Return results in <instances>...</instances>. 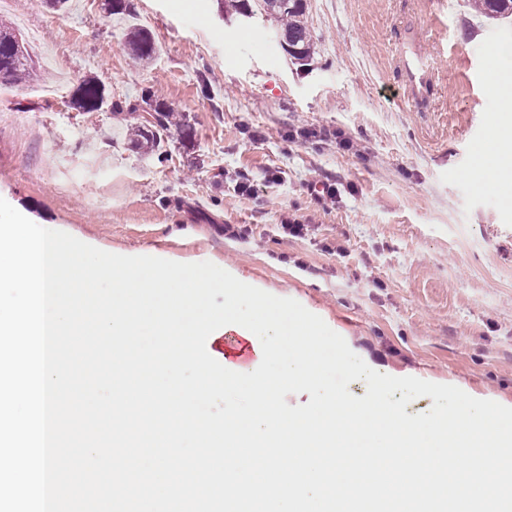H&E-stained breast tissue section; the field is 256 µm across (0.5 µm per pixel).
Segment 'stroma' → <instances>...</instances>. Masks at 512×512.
Returning a JSON list of instances; mask_svg holds the SVG:
<instances>
[{
  "label": "stroma",
  "mask_w": 512,
  "mask_h": 512,
  "mask_svg": "<svg viewBox=\"0 0 512 512\" xmlns=\"http://www.w3.org/2000/svg\"><path fill=\"white\" fill-rule=\"evenodd\" d=\"M461 0H307L315 55L291 62L266 22L227 24L216 0H11L35 84L0 99V198L38 224L126 256L209 261L321 317L353 352L512 407V173L478 185L476 149L512 114V78L483 96L493 44ZM156 44L145 63L130 27ZM424 56L429 81L406 84ZM98 81L105 103L70 102ZM173 108L192 130L152 154L134 116ZM291 127L341 131L355 148L289 144ZM261 139H253V132ZM278 180H268L269 172ZM248 178L252 194L236 192ZM336 185L322 208L309 184ZM288 217L305 236L278 230ZM244 224L246 239L224 227ZM127 47L133 58L144 61L154 56L156 44L151 34L143 27H133L127 38Z\"/></svg>",
  "instance_id": "obj_1"
}]
</instances>
